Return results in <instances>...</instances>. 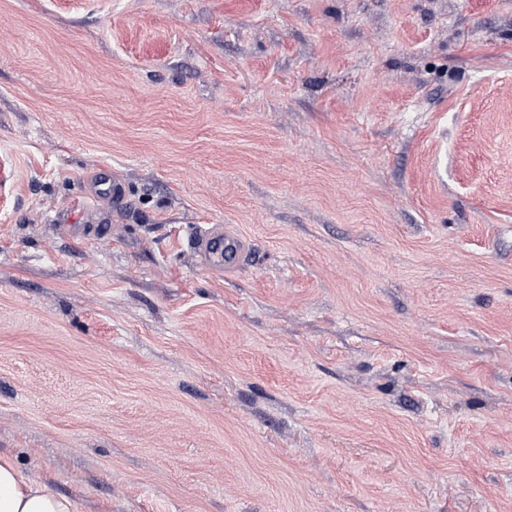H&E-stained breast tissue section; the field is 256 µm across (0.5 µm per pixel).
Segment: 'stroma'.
Here are the masks:
<instances>
[{
	"instance_id": "obj_1",
	"label": "stroma",
	"mask_w": 512,
	"mask_h": 512,
	"mask_svg": "<svg viewBox=\"0 0 512 512\" xmlns=\"http://www.w3.org/2000/svg\"><path fill=\"white\" fill-rule=\"evenodd\" d=\"M0 18L1 453L81 512H512V0ZM95 186L96 188L92 192L89 194L86 193V198L90 203L94 204L98 202L102 197L111 196L112 202H114V204H119L123 200V197L120 194L116 184L114 182L111 183L109 178V169L107 167L100 169ZM190 247L196 256L214 269L233 267L243 254L242 242L215 224L196 227Z\"/></svg>"
}]
</instances>
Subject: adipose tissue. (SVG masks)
<instances>
[{
  "label": "adipose tissue",
  "mask_w": 512,
  "mask_h": 512,
  "mask_svg": "<svg viewBox=\"0 0 512 512\" xmlns=\"http://www.w3.org/2000/svg\"><path fill=\"white\" fill-rule=\"evenodd\" d=\"M0 512H78V505L48 480L0 454Z\"/></svg>",
  "instance_id": "adipose-tissue-1"
}]
</instances>
